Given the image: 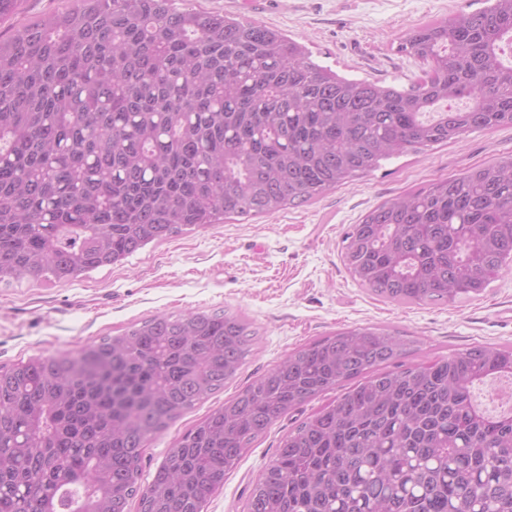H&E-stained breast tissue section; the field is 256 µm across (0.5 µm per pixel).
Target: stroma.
Segmentation results:
<instances>
[{
    "label": "stroma",
    "mask_w": 512,
    "mask_h": 512,
    "mask_svg": "<svg viewBox=\"0 0 512 512\" xmlns=\"http://www.w3.org/2000/svg\"><path fill=\"white\" fill-rule=\"evenodd\" d=\"M199 9L259 22L305 44L315 62L349 78L405 85L423 63L397 53L404 33L482 7V0H191ZM512 153V127L407 152L310 202L269 216L231 217L153 242L71 282L0 288V366L59 356L159 314L230 311L246 316L257 343L223 390L197 403L147 444L154 474L181 434L290 352L336 331L378 326L414 340L405 365L475 345H512V271L454 305H397L362 288L342 261L349 226L384 200L456 177ZM328 392L280 418L241 458L204 512H245L280 440L334 400Z\"/></svg>",
    "instance_id": "35a3bbf8"
}]
</instances>
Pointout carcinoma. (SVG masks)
Masks as SVG:
<instances>
[{
	"label": "carcinoma",
	"instance_id": "1",
	"mask_svg": "<svg viewBox=\"0 0 512 512\" xmlns=\"http://www.w3.org/2000/svg\"><path fill=\"white\" fill-rule=\"evenodd\" d=\"M485 2L405 33L397 51L433 72L405 86L342 76L276 29L175 0H78L14 27L0 38V286L69 282L512 127V0ZM343 243L353 278L386 301L483 292L512 271V154L383 202ZM256 336L238 313L163 314L0 367V512H203L275 421L353 380L281 441L246 512H512V409L472 398L512 376V347L382 371L411 341L380 327L289 353L143 480L147 442L224 389Z\"/></svg>",
	"mask_w": 512,
	"mask_h": 512
}]
</instances>
